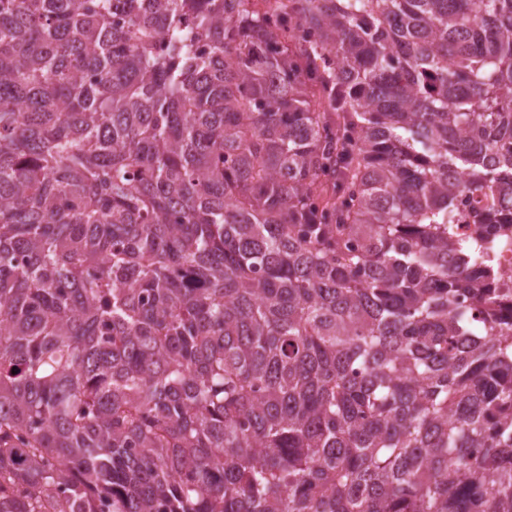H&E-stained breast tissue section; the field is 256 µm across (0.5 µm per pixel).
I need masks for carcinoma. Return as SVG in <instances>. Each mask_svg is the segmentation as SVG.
I'll return each mask as SVG.
<instances>
[{"mask_svg": "<svg viewBox=\"0 0 512 512\" xmlns=\"http://www.w3.org/2000/svg\"><path fill=\"white\" fill-rule=\"evenodd\" d=\"M512 0H0V512H512ZM505 225L507 228L490 236L485 245L493 259L498 276L497 288H505L503 291L511 296V302L508 301L506 310L503 312L505 316H508L512 304V227L510 224Z\"/></svg>", "mask_w": 512, "mask_h": 512, "instance_id": "carcinoma-1", "label": "carcinoma"}]
</instances>
